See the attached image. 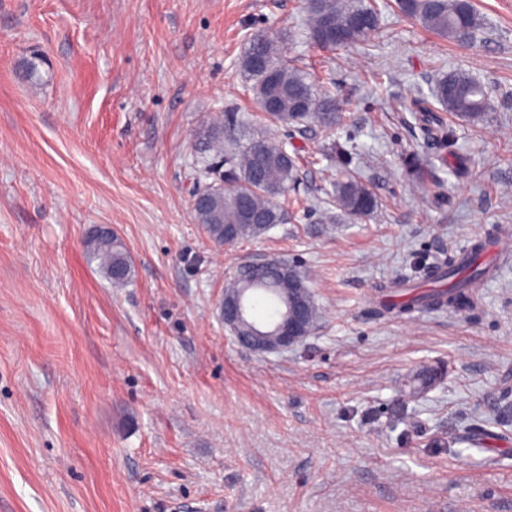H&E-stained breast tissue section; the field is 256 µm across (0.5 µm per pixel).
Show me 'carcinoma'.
<instances>
[{
    "instance_id": "carcinoma-1",
    "label": "carcinoma",
    "mask_w": 512,
    "mask_h": 512,
    "mask_svg": "<svg viewBox=\"0 0 512 512\" xmlns=\"http://www.w3.org/2000/svg\"><path fill=\"white\" fill-rule=\"evenodd\" d=\"M406 16L444 38L458 42L474 39L486 25L485 17L471 0H397ZM380 10L376 0H339L323 18L321 0H306L308 38L323 48L349 49L366 43L379 29ZM287 32H258L249 39L241 60L247 90L269 126L295 128L309 122L317 124L326 136L333 135L342 116L336 97L327 86L317 85L310 74L288 64L285 49ZM492 110L489 92L471 72L451 70L436 79L431 98L418 97L412 111L421 114L428 126H434L445 143L454 137L438 116L446 112L472 125ZM247 123L236 112L225 111L224 119H215L198 132V154L205 176L223 175L208 189V202L193 208L195 223L217 246L225 244V235L234 243L258 239L278 224L288 223V192L298 179V156L289 153L287 142L266 131L244 140ZM328 201L345 216L367 217L378 208L372 190L360 178L348 174L331 184ZM255 217L246 221L243 210ZM492 247L490 240H477L470 251L450 255L425 268V275L448 281L446 289L429 291L405 302L382 306L388 314L410 315L415 311L460 312L477 304L472 283L492 275V267L476 264L479 256ZM88 264L95 265L110 283L123 286L132 281L134 266L125 244L110 230L94 232L85 241ZM308 288L296 267L279 259L253 263L244 268L241 278H233L229 288L242 289V296L253 301L258 294L276 302L297 295V285Z\"/></svg>"
}]
</instances>
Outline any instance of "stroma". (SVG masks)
I'll use <instances>...</instances> for the list:
<instances>
[{
	"instance_id": "35a3bbf8",
	"label": "stroma",
	"mask_w": 512,
	"mask_h": 512,
	"mask_svg": "<svg viewBox=\"0 0 512 512\" xmlns=\"http://www.w3.org/2000/svg\"><path fill=\"white\" fill-rule=\"evenodd\" d=\"M377 2L364 57L307 41L305 0H0V512H512V261L473 310L379 309L394 275L401 300L437 258L512 240V0H475L468 44ZM290 28L288 59L335 84L334 140L357 146L330 161L316 124L278 130L295 197L325 200L347 168L381 205L219 249L193 218L196 133L227 108L263 126L239 60ZM456 68L495 110L456 122L449 150L408 106ZM100 224L133 261L126 286L85 259ZM271 258L322 319L259 356L218 307Z\"/></svg>"
}]
</instances>
